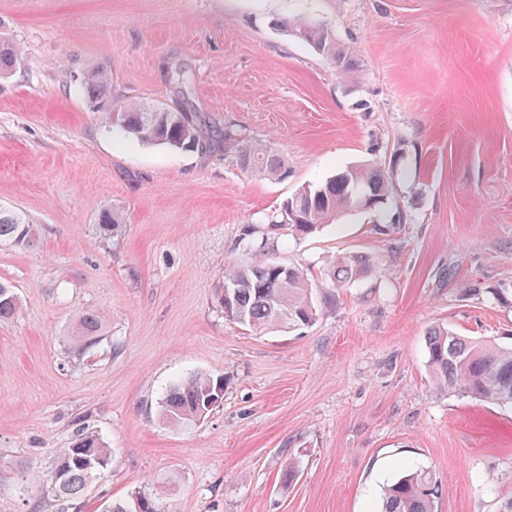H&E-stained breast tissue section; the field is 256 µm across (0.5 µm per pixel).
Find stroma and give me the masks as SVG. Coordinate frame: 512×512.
Instances as JSON below:
<instances>
[{"instance_id": "obj_1", "label": "stroma", "mask_w": 512, "mask_h": 512, "mask_svg": "<svg viewBox=\"0 0 512 512\" xmlns=\"http://www.w3.org/2000/svg\"><path fill=\"white\" fill-rule=\"evenodd\" d=\"M295 17L353 65L295 37ZM0 33L22 52L0 78V207L37 233L0 243L21 301L0 319V512H103L156 487L161 512H378L415 470L438 512H501L512 409L437 392L426 332L512 341V0H0ZM97 64L113 99L183 105L270 145L288 178L105 129L82 85ZM360 165L389 172L406 223L273 226L298 188ZM105 210L124 219L111 238ZM258 248L319 282L339 253L372 268L319 294L313 324L255 332L215 291ZM90 308L104 335L79 354ZM197 372L223 376L221 404L166 426L163 396ZM82 429L110 462L62 500L42 481ZM103 335V320L95 309H87L78 317L72 328L74 349L86 350L100 341Z\"/></svg>"}]
</instances>
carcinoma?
I'll use <instances>...</instances> for the list:
<instances>
[{"instance_id": "carcinoma-1", "label": "carcinoma", "mask_w": 512, "mask_h": 512, "mask_svg": "<svg viewBox=\"0 0 512 512\" xmlns=\"http://www.w3.org/2000/svg\"><path fill=\"white\" fill-rule=\"evenodd\" d=\"M292 33L332 56L342 68L351 58L336 48L331 30L325 24L296 19L288 23ZM21 59L20 48L0 40V77L12 73ZM93 108L102 122L147 145L165 146L180 152L202 151L209 146L199 116L176 106L148 105L137 101H112V70L92 66L83 76ZM223 146L238 153L240 165L264 176L286 179L285 161L262 143L240 145L232 134L215 135ZM392 179L379 166L350 167L318 185L299 188L280 207L279 226L304 236L317 232L346 211L374 210L387 200ZM123 224L120 214L101 213L99 230L112 237ZM33 229L25 214L0 208V242L25 244ZM370 269V259L344 255L330 260V281L325 288H341ZM316 285L307 274L287 264L259 255L248 266L230 265L224 272V286L217 301L228 320L244 328L263 331L308 326L316 321L313 299ZM18 298L12 289L0 284V318L13 316ZM103 320L95 309H87L72 328V342L78 351L100 341ZM428 363L435 388L453 390L480 400L512 406V346L476 341L457 335L450 327L434 325L427 331ZM224 397V377L197 373L174 384L161 404L163 420L172 427L200 421L220 405ZM109 461L108 448L95 434L81 431L68 447L59 451L55 470L49 479L52 493L59 498L77 499ZM437 479L428 471L410 472L387 486L381 512H438ZM145 499L159 512V493L135 490L126 498L107 505L105 512H136V500Z\"/></svg>"}]
</instances>
